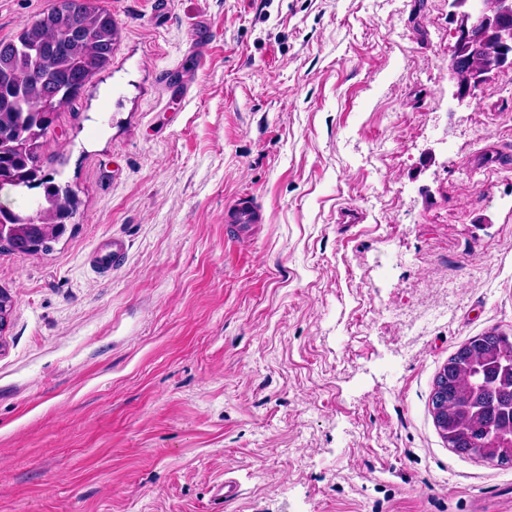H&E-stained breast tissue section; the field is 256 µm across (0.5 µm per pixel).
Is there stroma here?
<instances>
[{
  "instance_id": "obj_1",
  "label": "stroma",
  "mask_w": 512,
  "mask_h": 512,
  "mask_svg": "<svg viewBox=\"0 0 512 512\" xmlns=\"http://www.w3.org/2000/svg\"><path fill=\"white\" fill-rule=\"evenodd\" d=\"M92 2L112 58L39 150L77 210L0 248V512H512L431 406L512 335V70L451 99L448 0ZM54 3L0 0V40ZM227 224H237L240 228H248L255 224H264L266 215L263 208L249 196H240L224 211ZM125 242L120 239H112V244L99 248L92 256V260L98 269L106 274L112 271L116 261L119 260L125 252Z\"/></svg>"
}]
</instances>
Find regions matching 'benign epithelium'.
Listing matches in <instances>:
<instances>
[{
    "mask_svg": "<svg viewBox=\"0 0 512 512\" xmlns=\"http://www.w3.org/2000/svg\"><path fill=\"white\" fill-rule=\"evenodd\" d=\"M455 23L454 44L449 61L465 63L473 56L482 59L463 82H450L451 97L462 103L474 97L476 90L494 74L512 69V0H448Z\"/></svg>",
    "mask_w": 512,
    "mask_h": 512,
    "instance_id": "7a95c632",
    "label": "benign epithelium"
}]
</instances>
